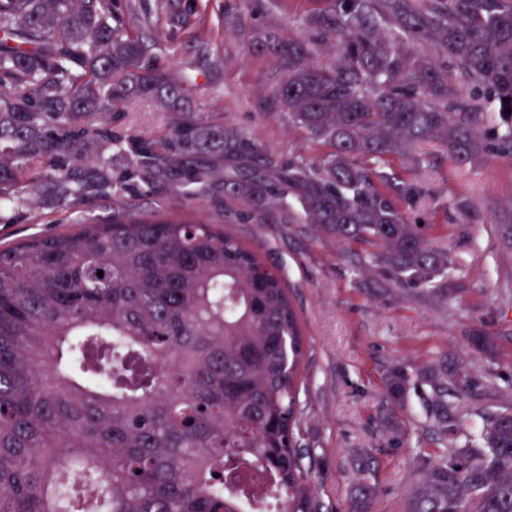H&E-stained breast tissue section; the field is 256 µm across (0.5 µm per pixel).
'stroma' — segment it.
Listing matches in <instances>:
<instances>
[{
  "instance_id": "obj_1",
  "label": "stroma",
  "mask_w": 512,
  "mask_h": 512,
  "mask_svg": "<svg viewBox=\"0 0 512 512\" xmlns=\"http://www.w3.org/2000/svg\"><path fill=\"white\" fill-rule=\"evenodd\" d=\"M324 0H112L116 18L149 45L148 64L189 80V107L225 130L263 144L281 161L312 163L326 153L288 124L277 96L282 71L255 49L266 34L317 41L318 58L333 60L330 43L305 24ZM169 115L140 104L112 115L123 137L159 138ZM403 181L421 186L422 200L402 202L426 246L448 253L454 268L445 292L402 287L373 260V246L341 243L304 223L294 209H253L232 196L203 201L201 215L224 222L277 267L303 330L299 369L298 442L321 512H353L356 465L372 461L365 483L374 494L368 512H406L426 466L446 451V438L425 415L420 381L404 406L387 396L394 367L447 361L458 437L477 435L488 415L512 408V157L458 167L439 144L393 158ZM107 170L125 204L151 214L179 211L180 189L161 183L145 191L113 153ZM64 206L47 194L22 193L0 210V245L61 232ZM491 337L492 349L473 339Z\"/></svg>"
}]
</instances>
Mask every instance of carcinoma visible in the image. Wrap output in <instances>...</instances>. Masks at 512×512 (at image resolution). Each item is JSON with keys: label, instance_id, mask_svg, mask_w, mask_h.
<instances>
[{"label": "carcinoma", "instance_id": "carcinoma-1", "mask_svg": "<svg viewBox=\"0 0 512 512\" xmlns=\"http://www.w3.org/2000/svg\"><path fill=\"white\" fill-rule=\"evenodd\" d=\"M307 25L334 62H313L303 41H264L288 70V124L331 151L281 165L187 111L183 81L146 64L111 0H0V208L39 180L71 208L92 184L112 187L89 169L123 140L95 116L157 102L168 134L130 140L143 182L176 178L190 202L222 187L257 210L295 200L306 223L379 247L402 285L441 290L450 257L397 204L420 189L383 165L433 141L456 165L512 156V0H330ZM417 42L443 59L418 56ZM486 105L503 124L486 125ZM302 347L283 278L222 224L117 202L105 221L1 249L0 512H239L257 465L282 512H320L296 437ZM414 376L448 433V365L395 367L393 404ZM480 440L477 453L452 442L408 512H512V411Z\"/></svg>", "mask_w": 512, "mask_h": 512}]
</instances>
